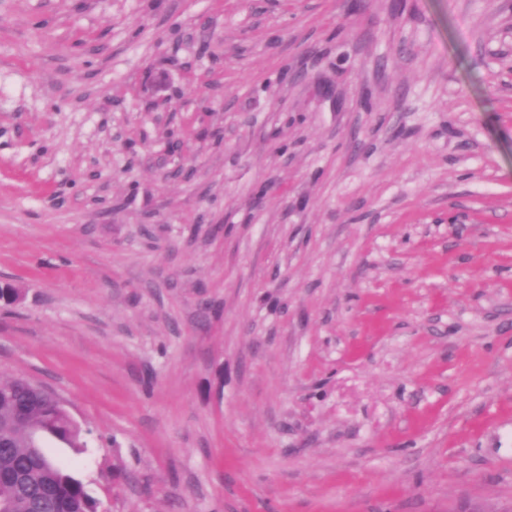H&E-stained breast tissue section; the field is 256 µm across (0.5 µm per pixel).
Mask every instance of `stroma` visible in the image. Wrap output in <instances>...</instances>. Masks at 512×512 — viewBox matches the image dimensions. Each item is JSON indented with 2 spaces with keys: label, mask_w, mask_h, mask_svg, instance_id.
Returning a JSON list of instances; mask_svg holds the SVG:
<instances>
[{
  "label": "stroma",
  "mask_w": 512,
  "mask_h": 512,
  "mask_svg": "<svg viewBox=\"0 0 512 512\" xmlns=\"http://www.w3.org/2000/svg\"><path fill=\"white\" fill-rule=\"evenodd\" d=\"M0 285L98 512H512V0H0Z\"/></svg>",
  "instance_id": "35a3bbf8"
}]
</instances>
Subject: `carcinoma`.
<instances>
[{"mask_svg": "<svg viewBox=\"0 0 512 512\" xmlns=\"http://www.w3.org/2000/svg\"><path fill=\"white\" fill-rule=\"evenodd\" d=\"M85 447L82 429L54 393L25 376L0 379V506L9 512H97L84 484L45 451Z\"/></svg>", "mask_w": 512, "mask_h": 512, "instance_id": "obj_1", "label": "carcinoma"}]
</instances>
